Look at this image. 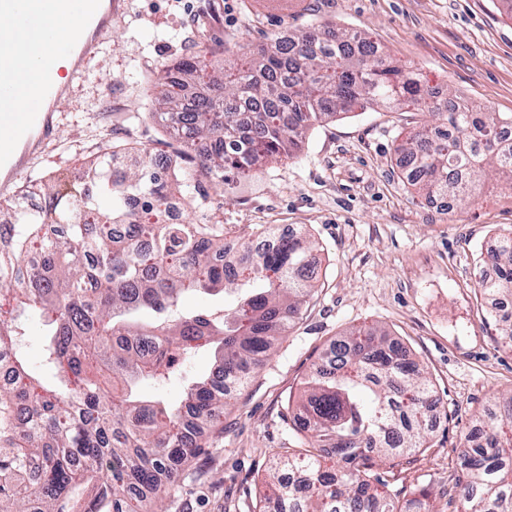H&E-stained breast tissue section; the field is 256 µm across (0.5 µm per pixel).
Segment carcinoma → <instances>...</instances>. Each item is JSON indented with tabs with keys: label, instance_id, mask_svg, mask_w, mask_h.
Masks as SVG:
<instances>
[{
	"label": "carcinoma",
	"instance_id": "1",
	"mask_svg": "<svg viewBox=\"0 0 512 512\" xmlns=\"http://www.w3.org/2000/svg\"><path fill=\"white\" fill-rule=\"evenodd\" d=\"M152 79L151 110L183 140L198 173L145 149L99 156L90 180H35L51 207H28L24 189L5 215L11 245L0 249V293L15 307L0 319V363L11 386L0 389V512H138L178 483L203 450L188 439L183 410L214 427L233 395L271 356L301 314L314 279L302 232H251L255 248L224 237V225L167 219L170 201L206 197L201 178L227 184L292 155L314 124L357 105L436 110L400 140L395 154L413 165L410 183L426 197H471L481 178L512 183V113L473 112L456 100L444 109L411 72L375 51L365 34L331 23L273 34L253 57L210 68L198 56ZM246 129L242 148L225 140ZM134 153L130 171L114 156ZM482 263L494 277L479 293L512 304V233ZM235 294L232 304L184 312L185 293ZM45 326L40 366L22 354L27 324ZM209 349L215 371L187 384L178 403L148 400L144 382L169 380L175 358ZM121 385L105 399L101 377ZM435 392L420 364L379 327L355 329L330 345L297 406L304 440L288 448L259 500L258 512H434L426 490L400 500L366 479L377 462L424 447L434 431ZM459 457L461 512H512V394L480 413ZM337 466L324 468L322 451Z\"/></svg>",
	"mask_w": 512,
	"mask_h": 512
}]
</instances>
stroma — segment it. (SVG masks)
I'll list each match as a JSON object with an SVG mask.
<instances>
[{
	"label": "stroma",
	"instance_id": "35a3bbf8",
	"mask_svg": "<svg viewBox=\"0 0 512 512\" xmlns=\"http://www.w3.org/2000/svg\"><path fill=\"white\" fill-rule=\"evenodd\" d=\"M119 18L55 112L56 141L21 167L15 186L44 173L72 183L113 145L144 144L160 158L182 155L175 135L133 114L154 73L181 58L233 63L284 28L332 22L367 33L380 53L417 73L437 97L512 113V19L500 0H121ZM425 114L371 106L315 126L292 157L219 186L204 181V209L227 236L264 225L304 229L315 245L311 297L253 381L231 400L221 429L198 436L164 512H254L266 476L301 433L289 401L303 393L319 356L345 332L380 326L423 365L440 400L427 448L374 467L401 499L423 489L437 512H459L454 484L473 415L512 391V347L499 309L477 291L481 253L512 232V185L480 182L474 200L426 207L396 164L397 139Z\"/></svg>",
	"mask_w": 512,
	"mask_h": 512
}]
</instances>
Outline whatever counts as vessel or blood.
<instances>
[{"label":"vessel or blood","mask_w":512,"mask_h":512,"mask_svg":"<svg viewBox=\"0 0 512 512\" xmlns=\"http://www.w3.org/2000/svg\"><path fill=\"white\" fill-rule=\"evenodd\" d=\"M36 9L46 16L47 22L35 29V37L57 47L73 76L83 70L111 32L115 13L112 0H0V13L19 19L29 18ZM75 31L83 33L81 43H74L71 34ZM67 91L64 85H36L25 111H12L15 89L9 75V60L0 57V105L6 108L0 114V170H7L9 177H16L20 170L19 147L45 145L57 136L49 105L63 98Z\"/></svg>","instance_id":"b4317fda"}]
</instances>
